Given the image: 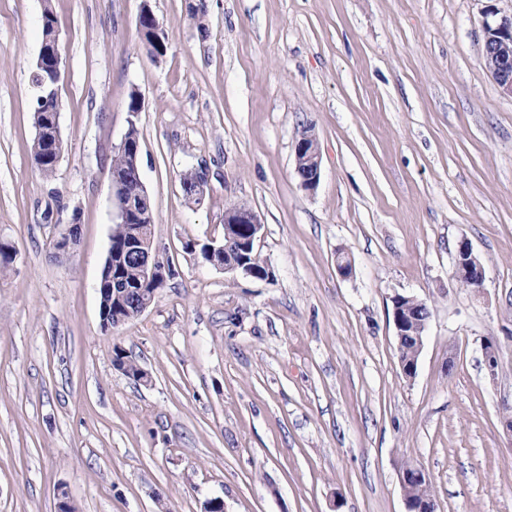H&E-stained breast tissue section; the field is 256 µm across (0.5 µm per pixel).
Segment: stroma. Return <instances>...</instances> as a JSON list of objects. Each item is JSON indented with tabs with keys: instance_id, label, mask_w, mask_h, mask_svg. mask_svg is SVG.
I'll list each match as a JSON object with an SVG mask.
<instances>
[{
	"instance_id": "stroma-1",
	"label": "stroma",
	"mask_w": 512,
	"mask_h": 512,
	"mask_svg": "<svg viewBox=\"0 0 512 512\" xmlns=\"http://www.w3.org/2000/svg\"><path fill=\"white\" fill-rule=\"evenodd\" d=\"M145 3L159 59L136 30ZM48 7L65 61L50 179L31 155ZM490 7L512 16V0H0V242L16 253L0 272V512H55L61 489L77 512H405L407 462L436 512H512V98L482 64ZM132 117L173 274L105 331L112 148ZM307 128L312 190L293 154ZM233 203L261 221L269 279L199 252ZM72 222L76 250L56 255ZM463 237L479 298L452 277ZM398 294L431 307L411 379ZM117 347L149 382L114 367ZM137 19L138 29L140 31L141 37L144 41H146L145 35L148 34L152 45L154 46V48L150 46L154 51L152 56L154 58L164 56L167 52V35L153 14L152 10L147 6L146 3L141 7ZM294 158L301 186L314 189L321 176L320 153L314 134L299 136L294 145Z\"/></svg>"
}]
</instances>
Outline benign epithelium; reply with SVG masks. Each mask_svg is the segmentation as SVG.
I'll return each instance as SVG.
<instances>
[{
  "mask_svg": "<svg viewBox=\"0 0 512 512\" xmlns=\"http://www.w3.org/2000/svg\"><path fill=\"white\" fill-rule=\"evenodd\" d=\"M138 29L140 35H149L153 45V57L159 58L166 54L168 38L153 14L152 10L144 5L138 14ZM483 65L487 73L496 82L501 92L512 97V17L498 16V13L489 9L483 19ZM45 72L60 82L63 71V59L59 31L56 27L48 28V34L41 44L34 72ZM38 136L50 133L45 137L46 148L41 160L55 166L59 165L62 158L61 132L59 127V111L47 110L43 112V121L37 126ZM295 169L300 176L301 186L313 189L317 186L321 176L320 153L315 135H301L294 145ZM112 205L116 210V219L123 224L131 226L130 235L122 248V252L110 251L107 253V273L99 283L100 298L112 294L115 288L127 287L124 279L113 277L112 267L117 265L113 257L124 258L125 255L135 256L140 264L143 276V285L158 287L165 284L168 268L159 261L157 252L153 249L152 237L144 236L139 224L154 223L153 213L143 210L138 205V200L147 195L141 178H136L133 183L128 182L116 171H111ZM248 224V236L241 238L237 235L239 225ZM262 228L260 219L255 211L250 208L228 207L224 210V239L228 243L238 241L249 247L256 245ZM79 225L69 224L60 230L55 237L53 249L59 256L71 255L77 246ZM225 246L207 245L203 249L205 260L218 267L224 268L229 273H239L246 277L258 278L256 270L242 261L229 264L220 261L224 255ZM453 273L457 282L464 284L474 291L479 292L485 281V268L479 256L474 252L468 239L460 238L453 255ZM412 302L416 306L422 305V301L413 296H394L393 322L395 327L396 342L400 343L408 335L416 337L417 349H422L423 338L428 327L430 317L412 318L405 302ZM428 481L425 470L414 474L402 472L399 474V485L406 506V512H435L434 501L422 498L415 501L408 494V488L413 481Z\"/></svg>",
  "mask_w": 512,
  "mask_h": 512,
  "instance_id": "benign-epithelium-1",
  "label": "benign epithelium"
}]
</instances>
